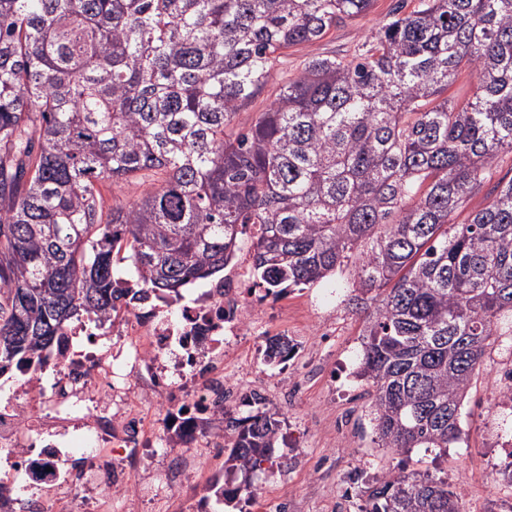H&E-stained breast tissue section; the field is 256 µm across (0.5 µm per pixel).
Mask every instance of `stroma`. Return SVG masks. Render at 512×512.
<instances>
[{
  "instance_id": "1",
  "label": "stroma",
  "mask_w": 512,
  "mask_h": 512,
  "mask_svg": "<svg viewBox=\"0 0 512 512\" xmlns=\"http://www.w3.org/2000/svg\"><path fill=\"white\" fill-rule=\"evenodd\" d=\"M399 5L375 0L368 15L337 26L313 46L284 50L290 74L311 55L357 50ZM356 286L345 267L328 281L289 289L271 299L250 336L225 357L230 377L260 389L265 410L283 432L299 437L298 447L278 446L273 464L253 474L256 500L242 512H272L280 501L288 512H359L363 489L404 469L447 479L461 494L462 512H496L499 499L512 495L498 474L512 461V408L501 400L512 375V335L494 337L487 347L461 409V439L447 455L433 448H384L375 431L372 388L358 376L365 314L352 300ZM283 330L295 346L287 377L264 362L269 335ZM198 455L200 465L174 476L160 494L169 450L161 444L147 449L131 468L134 493L113 497L111 512H191L211 480L225 476L223 458L203 448Z\"/></svg>"
}]
</instances>
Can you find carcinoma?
<instances>
[{
  "label": "carcinoma",
  "instance_id": "obj_1",
  "mask_svg": "<svg viewBox=\"0 0 512 512\" xmlns=\"http://www.w3.org/2000/svg\"><path fill=\"white\" fill-rule=\"evenodd\" d=\"M373 2L0 0L1 377L48 358L72 320L111 316L131 281L165 300L223 271L250 224L253 275L276 298L353 264L381 446L459 441L485 349L512 324V177L492 181L512 154V0H416L359 53L277 71L279 51ZM464 70L476 90L454 107ZM149 173L160 183L104 210L101 185ZM228 423L232 504L254 497L280 428L265 412ZM460 500L402 472L361 512Z\"/></svg>",
  "mask_w": 512,
  "mask_h": 512
}]
</instances>
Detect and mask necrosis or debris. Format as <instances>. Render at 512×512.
<instances>
[{
    "instance_id": "4bbe7bcc",
    "label": "necrosis or debris",
    "mask_w": 512,
    "mask_h": 512,
    "mask_svg": "<svg viewBox=\"0 0 512 512\" xmlns=\"http://www.w3.org/2000/svg\"><path fill=\"white\" fill-rule=\"evenodd\" d=\"M267 291L231 276L210 281L196 297L164 304L153 294L127 306L120 320L84 319L66 326L51 357L13 374L0 402V447L22 476L24 496L0 493V512H53L47 489L83 506L88 488L106 502L127 482L125 472L99 470L101 448H123L126 461L164 440L188 457L213 436L230 399L244 396L224 371V356L249 335ZM163 400L159 435L128 410L131 390ZM41 401L42 415L32 413Z\"/></svg>"
}]
</instances>
